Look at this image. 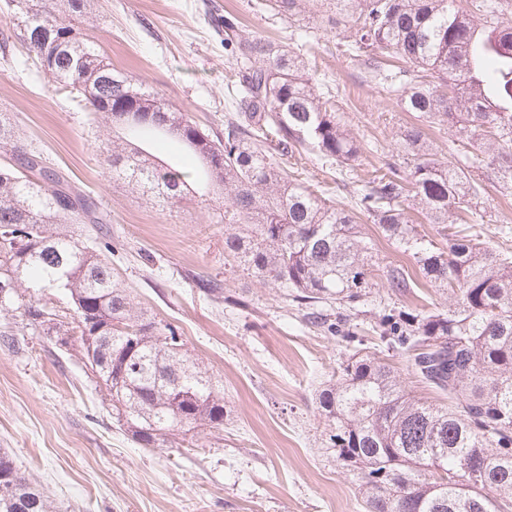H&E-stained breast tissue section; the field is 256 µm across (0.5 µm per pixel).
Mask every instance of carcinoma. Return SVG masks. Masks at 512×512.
Instances as JSON below:
<instances>
[{
	"label": "carcinoma",
	"instance_id": "carcinoma-1",
	"mask_svg": "<svg viewBox=\"0 0 512 512\" xmlns=\"http://www.w3.org/2000/svg\"><path fill=\"white\" fill-rule=\"evenodd\" d=\"M14 0L23 31H52L59 53L28 45L64 88H96L85 106L115 126L133 101L149 115L132 132L173 134L201 162L203 178L188 188L175 165L159 164L137 144H114L112 178L161 205L189 193L224 191V257L285 300L308 309L307 322L334 336L345 332L340 309L365 302L373 246L361 236L363 216L409 254L423 278L450 293L448 309L384 306L373 331L381 347L404 356L411 371L449 405L409 395L395 367L375 355L352 356L318 394L327 422L326 448L359 475L368 512H512V251L470 233L483 189L471 169L495 170L512 188V0H479L478 14L456 0H329L349 25L347 59L382 84L402 108L429 123L459 124L470 164L436 157L423 130L398 132L403 163L372 172L353 212L288 178V160L302 153L323 164L349 165L362 146L312 86L303 56L252 35L224 17V50L236 81L235 114L213 139L158 94L137 87L78 36L72 21L86 0ZM315 0H265L285 22ZM402 61L422 69L406 78ZM15 122L0 117V148L20 167L0 169V310L27 326L77 337L84 364L104 385L112 417L144 448L196 428L224 427V392L187 355L176 330L137 310L111 263L80 247L56 224H98L69 176L19 149ZM51 175L38 183L33 170ZM440 225V241L418 231L409 211ZM398 294L416 286L407 267L386 266ZM69 300L60 312L48 296ZM0 512H54L52 502L0 454Z\"/></svg>",
	"mask_w": 512,
	"mask_h": 512
}]
</instances>
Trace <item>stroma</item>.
Instances as JSON below:
<instances>
[{
    "instance_id": "stroma-1",
    "label": "stroma",
    "mask_w": 512,
    "mask_h": 512,
    "mask_svg": "<svg viewBox=\"0 0 512 512\" xmlns=\"http://www.w3.org/2000/svg\"><path fill=\"white\" fill-rule=\"evenodd\" d=\"M0 0V113L16 119L23 143L49 167L68 173L105 221L71 224L79 245L111 247L112 267L135 304L176 327L190 356L224 386L229 412L220 431L197 429L194 446L143 448L121 430L79 345L23 328L17 312H0V453L44 489L55 512H367L355 472L324 446L316 404L322 382L353 354L377 352V338L349 342L304 322V309L277 288L224 268V197L187 196L167 208L113 180L108 145L121 130L94 119L83 101L60 89L23 40L18 20ZM257 0H90L81 26L106 62L210 136H223L231 112L226 85L234 72L218 20L232 13L252 35L307 49L312 82L331 93L362 144L354 167L322 172L315 156L298 160L303 179L323 181L328 196L354 209L355 188L372 169L396 161V134L414 122L382 85L365 81L340 48L349 35L328 7L288 24L260 11ZM481 198L482 239L512 249V192L492 170L473 169ZM376 244L365 324L373 309L439 301L435 288L393 294L384 269L410 264L408 254L373 224H360ZM223 292L203 294L199 280Z\"/></svg>"
}]
</instances>
